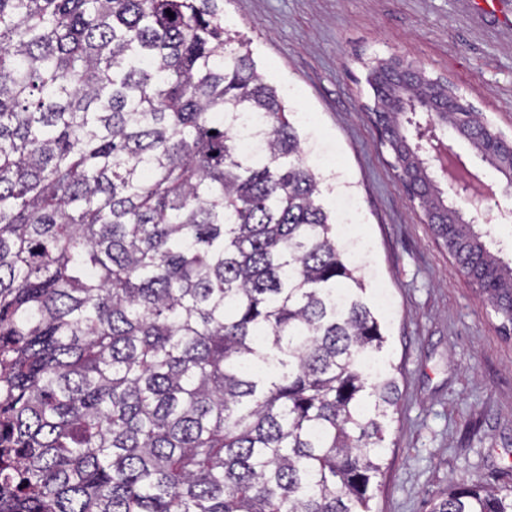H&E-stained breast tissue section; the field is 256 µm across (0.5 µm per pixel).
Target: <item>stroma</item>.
Instances as JSON below:
<instances>
[{"instance_id":"stroma-1","label":"stroma","mask_w":512,"mask_h":512,"mask_svg":"<svg viewBox=\"0 0 512 512\" xmlns=\"http://www.w3.org/2000/svg\"><path fill=\"white\" fill-rule=\"evenodd\" d=\"M224 20L278 88L303 159L347 182L365 245L347 258L370 301L389 300L377 363L399 400L373 512H426L460 478L512 489V335L405 196L367 82L401 56L447 76L512 139V0H224Z\"/></svg>"}]
</instances>
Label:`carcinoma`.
<instances>
[{
    "mask_svg": "<svg viewBox=\"0 0 512 512\" xmlns=\"http://www.w3.org/2000/svg\"><path fill=\"white\" fill-rule=\"evenodd\" d=\"M300 144L224 0H0V512H371L397 382Z\"/></svg>",
    "mask_w": 512,
    "mask_h": 512,
    "instance_id": "carcinoma-1",
    "label": "carcinoma"
}]
</instances>
